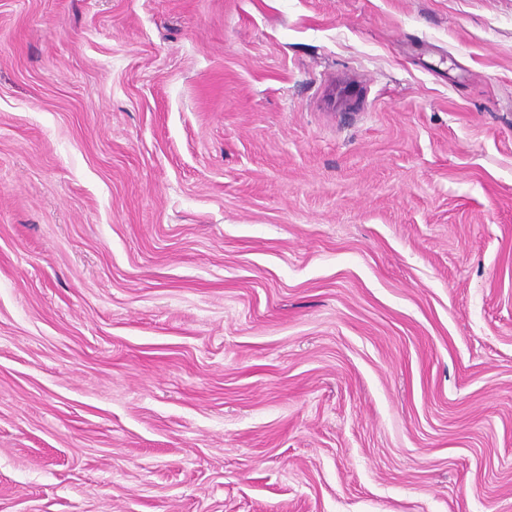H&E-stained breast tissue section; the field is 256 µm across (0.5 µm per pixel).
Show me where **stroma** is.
<instances>
[{
	"label": "stroma",
	"mask_w": 512,
	"mask_h": 512,
	"mask_svg": "<svg viewBox=\"0 0 512 512\" xmlns=\"http://www.w3.org/2000/svg\"><path fill=\"white\" fill-rule=\"evenodd\" d=\"M0 512H512V0H0Z\"/></svg>",
	"instance_id": "obj_1"
}]
</instances>
